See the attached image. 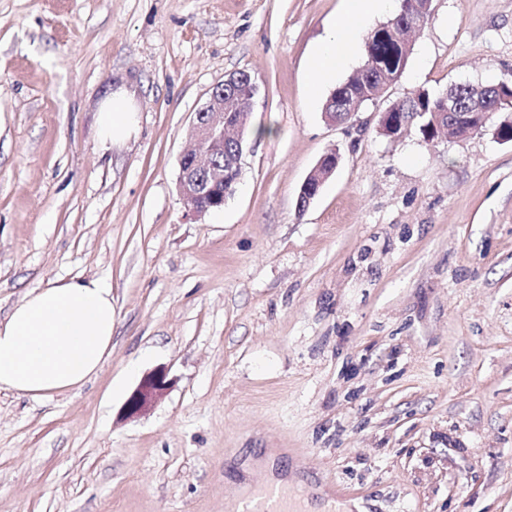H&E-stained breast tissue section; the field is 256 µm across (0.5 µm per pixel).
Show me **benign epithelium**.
Wrapping results in <instances>:
<instances>
[{
	"label": "benign epithelium",
	"instance_id": "1",
	"mask_svg": "<svg viewBox=\"0 0 512 512\" xmlns=\"http://www.w3.org/2000/svg\"><path fill=\"white\" fill-rule=\"evenodd\" d=\"M252 81L251 94L246 97L247 106L237 105V96L226 97L224 89L236 86L241 80ZM258 92L257 83L247 72H239L224 79L210 91L206 102L195 112L193 142L180 156L177 187L186 214L199 219L224 206L233 189L225 186L226 176L241 170L244 152V133L252 104ZM404 122H395L390 113H380L379 131L392 139L403 132ZM235 140V154L225 160L224 148L228 138ZM339 152L332 148L318 161L302 183L297 195V210L304 212L318 195L320 188L336 171ZM167 371L155 369L143 376L139 385L128 397L124 417L133 419L151 408L167 390Z\"/></svg>",
	"mask_w": 512,
	"mask_h": 512
}]
</instances>
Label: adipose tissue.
<instances>
[{
	"label": "adipose tissue",
	"instance_id": "obj_1",
	"mask_svg": "<svg viewBox=\"0 0 512 512\" xmlns=\"http://www.w3.org/2000/svg\"><path fill=\"white\" fill-rule=\"evenodd\" d=\"M393 0H348L347 11L316 41L308 58L311 91L353 61L360 22L391 9ZM138 117L125 92L98 114L104 147L129 138ZM112 290L97 279L57 281L29 293L0 320V389L32 398L78 389L112 351Z\"/></svg>",
	"mask_w": 512,
	"mask_h": 512
}]
</instances>
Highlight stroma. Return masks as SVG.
I'll return each instance as SVG.
<instances>
[{
    "mask_svg": "<svg viewBox=\"0 0 512 512\" xmlns=\"http://www.w3.org/2000/svg\"><path fill=\"white\" fill-rule=\"evenodd\" d=\"M433 5L399 79L334 124L307 58L345 0H0V319L83 277L115 320L81 390H0V512H226L256 448L358 512H512V142L378 131L416 89L512 76V0ZM240 71V180L196 221L178 161ZM120 87L138 130L107 148ZM339 159V152L335 148L328 150L320 158L299 189L296 207L298 212L302 213L308 208L325 181L336 171ZM168 384L165 369H155L144 375L125 403V419L136 418L151 408L167 390Z\"/></svg>",
    "mask_w": 512,
    "mask_h": 512,
    "instance_id": "obj_1",
    "label": "stroma"
}]
</instances>
